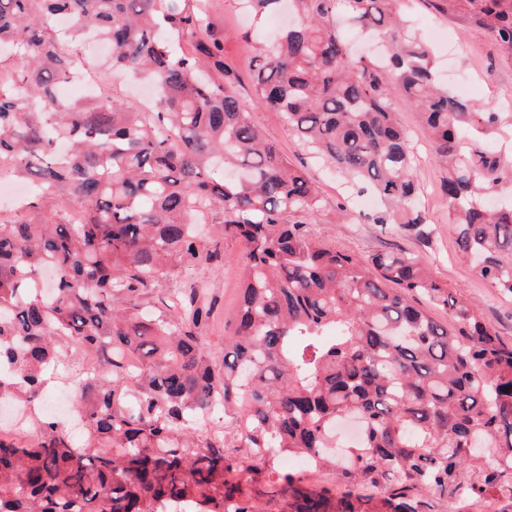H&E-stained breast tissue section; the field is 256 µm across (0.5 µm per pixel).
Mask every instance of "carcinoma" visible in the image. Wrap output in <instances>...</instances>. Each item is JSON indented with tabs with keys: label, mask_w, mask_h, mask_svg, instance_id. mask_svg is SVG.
Masks as SVG:
<instances>
[{
	"label": "carcinoma",
	"mask_w": 512,
	"mask_h": 512,
	"mask_svg": "<svg viewBox=\"0 0 512 512\" xmlns=\"http://www.w3.org/2000/svg\"><path fill=\"white\" fill-rule=\"evenodd\" d=\"M207 0H0V180L38 187L37 200L80 205L0 221V399L38 403L47 372L70 342L101 369L80 381L86 430L76 444L46 416L39 436H0V512H260L240 475L278 456L336 465L352 485L388 490L391 512H417L407 492L453 496L463 471L493 452L476 495L512 497V345L434 278L420 256L388 250L359 259L310 238L321 201L306 174L255 127L236 96ZM256 17L281 0H240ZM493 34L512 56V0H438ZM295 22L256 41L255 102L283 114L301 144L381 205L368 217L421 243L432 234L414 180V147L390 91L417 110L443 169L448 227L476 274L512 299V112L448 92L430 46L410 32L404 0H288ZM381 40L380 58L354 55L339 5ZM95 33L112 68L149 78L146 112L120 99L70 102V42ZM236 172L213 177L216 167ZM222 221L210 244L197 224ZM241 245L243 287L224 358L205 341L212 303L194 288L166 310L143 308L173 271L224 266ZM448 310L435 321L416 296ZM137 357L136 372L127 357ZM232 418L201 440L195 422ZM356 419L345 446L336 425ZM116 451L106 454L107 446ZM246 448L245 465L231 452ZM289 512H368L286 477Z\"/></svg>",
	"instance_id": "carcinoma-1"
}]
</instances>
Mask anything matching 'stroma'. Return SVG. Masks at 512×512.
<instances>
[{
	"instance_id": "1",
	"label": "stroma",
	"mask_w": 512,
	"mask_h": 512,
	"mask_svg": "<svg viewBox=\"0 0 512 512\" xmlns=\"http://www.w3.org/2000/svg\"><path fill=\"white\" fill-rule=\"evenodd\" d=\"M211 2L224 39V58L236 73V92L248 106L251 122L277 144L292 165L306 173L322 198L325 214L318 223L307 225L308 234L330 248L360 258L392 248L419 255L436 278L447 282L453 294L476 301L482 316L496 328L501 340L512 344V300L500 297L459 255L448 228V204L440 191L443 171L430 157L429 136L415 109L400 94H393L397 119L410 132L418 155L415 177L421 205L433 229L425 246L414 238L370 223L366 213L358 211L355 199L345 198L340 179L303 149L283 117L255 103L250 79L252 55L246 39L262 37L264 28L242 13L238 0ZM409 19L412 29L432 47L442 73L456 69L466 71L478 83L476 101L492 102L498 104L501 111L512 112V57L499 50L490 34L471 25L464 16L439 10L435 0H412ZM340 202L345 203L350 213L342 224L331 218ZM240 252L238 242L226 240L223 268L202 267L195 273L194 286L216 304L214 316L204 331L212 343L223 342L225 334L235 327ZM283 472L282 460L274 459L246 473L243 491L262 512H281L283 498L272 500L267 493L271 485L281 484Z\"/></svg>"
}]
</instances>
